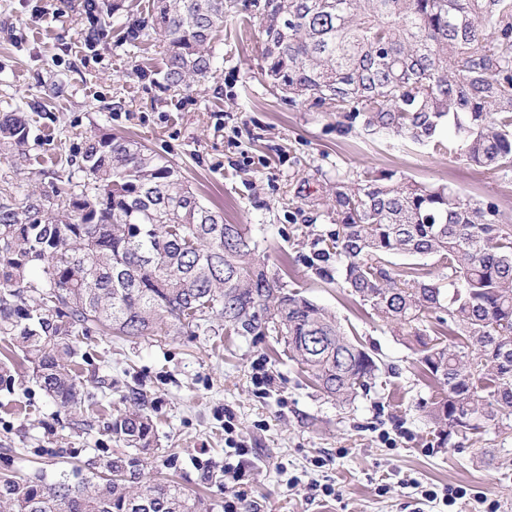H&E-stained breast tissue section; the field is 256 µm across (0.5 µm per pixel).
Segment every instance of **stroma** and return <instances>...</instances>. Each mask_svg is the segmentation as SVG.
I'll return each mask as SVG.
<instances>
[{
	"mask_svg": "<svg viewBox=\"0 0 512 512\" xmlns=\"http://www.w3.org/2000/svg\"><path fill=\"white\" fill-rule=\"evenodd\" d=\"M81 0H0V112L25 113L23 159H0V176L22 190H52L86 135L103 128L135 138L177 168L208 205L231 224H245L261 259L288 288L335 312L379 360L368 395L336 405L289 360L271 336H236L221 321L196 332L137 339L86 336L82 377L101 405L80 414L58 407L18 368L13 392L0 391V475L47 477L80 468L99 471L108 453L127 452L109 419L145 406L155 423L150 476L204 494L224 512L220 475L229 456L224 417L248 450L243 479L250 491L238 512H512V434L486 429L440 443L419 409L430 390L418 353L319 270L336 214L321 200L337 183L368 170L395 171L498 205L512 224V172L491 175L448 156L430 155L393 133H342L333 115L292 107L262 71L257 26L226 0L224 29L211 44L213 75L179 91L162 81L164 48L149 35L124 34L126 15L148 13L152 0H124L125 16L97 45L83 39ZM62 82L51 91V81ZM273 378L258 393L253 368ZM87 425H80V418ZM389 432L392 444L379 439ZM332 495H322L323 486ZM461 486L452 506L422 490Z\"/></svg>",
	"mask_w": 512,
	"mask_h": 512,
	"instance_id": "obj_1",
	"label": "stroma"
}]
</instances>
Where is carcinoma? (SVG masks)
Returning a JSON list of instances; mask_svg holds the SVG:
<instances>
[{
  "mask_svg": "<svg viewBox=\"0 0 512 512\" xmlns=\"http://www.w3.org/2000/svg\"><path fill=\"white\" fill-rule=\"evenodd\" d=\"M121 0H84L92 43L112 28ZM224 0H152L128 22L133 41L166 43L163 80L180 89L213 71L209 45ZM263 71L291 106L336 115L338 127L394 132L486 173L512 168V0H263ZM28 143L20 112L0 113V155ZM52 193L18 195L0 183V385L14 359L41 389L74 410L94 397L79 372L77 339L139 338L199 328L218 316L239 336L282 338L291 360L338 404L370 388L377 358L335 313L290 292L256 254L245 224H226L172 166L141 143L100 129ZM336 253L342 287L419 347L422 403L442 441L461 430H512V225L498 206L395 171L338 184ZM394 255L432 257L391 271ZM448 280L443 285L442 280ZM448 314L431 334L427 315ZM112 434L154 453V421L138 408L111 419ZM95 480L0 476V512H211L205 498L135 461L108 457Z\"/></svg>",
  "mask_w": 512,
  "mask_h": 512,
  "instance_id": "cac0c4a2",
  "label": "carcinoma"
}]
</instances>
